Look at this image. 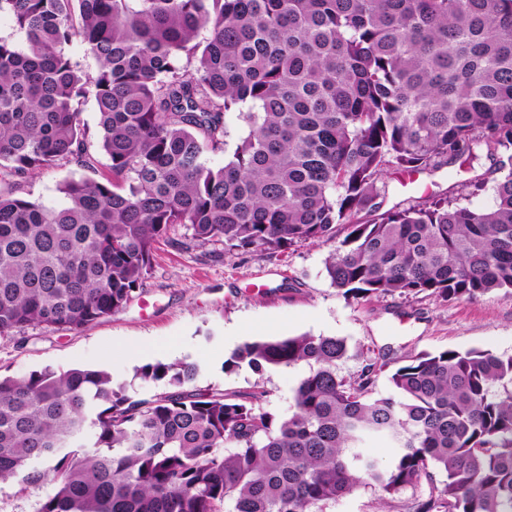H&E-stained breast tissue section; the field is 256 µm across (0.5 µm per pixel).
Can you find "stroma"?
Listing matches in <instances>:
<instances>
[{"instance_id":"obj_1","label":"stroma","mask_w":512,"mask_h":512,"mask_svg":"<svg viewBox=\"0 0 512 512\" xmlns=\"http://www.w3.org/2000/svg\"><path fill=\"white\" fill-rule=\"evenodd\" d=\"M82 119L93 165L66 164L23 178L24 196L56 201L64 180H98L106 173L108 160L98 148L93 103L84 104ZM491 165L482 156L468 168L389 170L384 206L422 205L428 196L445 193L464 206L490 207ZM476 177L484 179L483 190L473 195L460 191V184ZM175 236L180 246L163 240L156 244L146 279L122 311L88 327L49 331L31 325L20 334L0 336V374L21 376L47 366L105 369L126 383L130 396L142 399L163 388L135 379L137 368L157 361L193 362L199 367L195 389L238 400L262 390L264 408L285 416L293 409V390L308 366L262 374L246 367L225 370V360L244 342L302 333L347 338L353 354L340 362V374L356 376L366 360L385 358L375 387L379 395L389 393V377L397 367L423 353L481 349L512 354V296L504 293L453 302L426 293L348 300L324 272L335 242L307 241L285 250L243 252L225 249L220 242L198 244L183 225L177 226ZM411 497L406 491L384 500L368 487L327 502L323 512H404Z\"/></svg>"}]
</instances>
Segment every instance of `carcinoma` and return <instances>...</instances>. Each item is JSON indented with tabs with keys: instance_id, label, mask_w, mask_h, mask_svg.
<instances>
[{
	"instance_id": "cac0c4a2",
	"label": "carcinoma",
	"mask_w": 512,
	"mask_h": 512,
	"mask_svg": "<svg viewBox=\"0 0 512 512\" xmlns=\"http://www.w3.org/2000/svg\"><path fill=\"white\" fill-rule=\"evenodd\" d=\"M2 14L20 41L0 37V336L122 310L182 224L242 250L344 226L324 269L348 299L512 294V0H0ZM88 100L108 175L62 182L57 204L17 194L7 177L88 166ZM482 148L491 207L383 209L389 169ZM349 353L303 333L224 361L306 364L286 417L262 391L193 388L184 361L136 370L169 387L151 399L104 369L0 377V481L51 482L37 512H322L366 487L415 490L406 512H512V354H421L376 397L383 365L347 379ZM381 440L397 448L384 465L367 448Z\"/></svg>"
}]
</instances>
